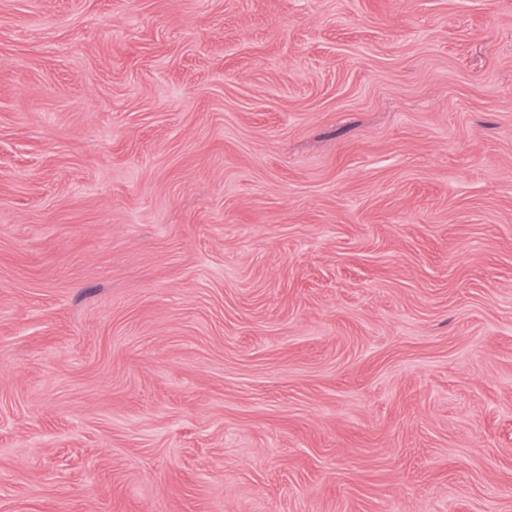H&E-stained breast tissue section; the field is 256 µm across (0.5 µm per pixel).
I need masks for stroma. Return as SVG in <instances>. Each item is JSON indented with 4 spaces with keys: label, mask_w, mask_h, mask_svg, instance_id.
Here are the masks:
<instances>
[{
    "label": "stroma",
    "mask_w": 512,
    "mask_h": 512,
    "mask_svg": "<svg viewBox=\"0 0 512 512\" xmlns=\"http://www.w3.org/2000/svg\"><path fill=\"white\" fill-rule=\"evenodd\" d=\"M0 512H512V0H0Z\"/></svg>",
    "instance_id": "35a3bbf8"
}]
</instances>
